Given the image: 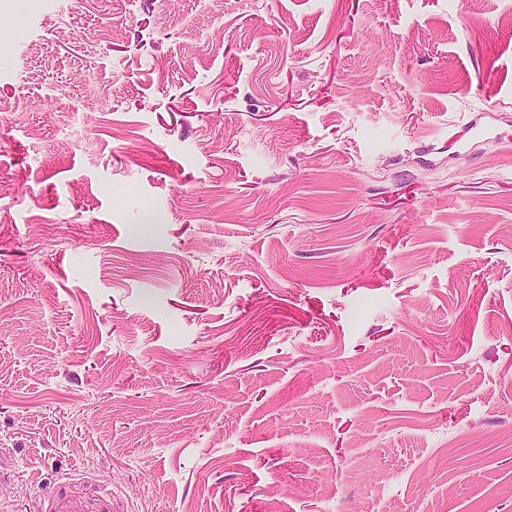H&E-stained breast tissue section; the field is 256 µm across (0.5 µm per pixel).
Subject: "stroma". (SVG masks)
I'll return each mask as SVG.
<instances>
[{
  "instance_id": "1",
  "label": "stroma",
  "mask_w": 512,
  "mask_h": 512,
  "mask_svg": "<svg viewBox=\"0 0 512 512\" xmlns=\"http://www.w3.org/2000/svg\"><path fill=\"white\" fill-rule=\"evenodd\" d=\"M512 0H0V512H512Z\"/></svg>"
}]
</instances>
